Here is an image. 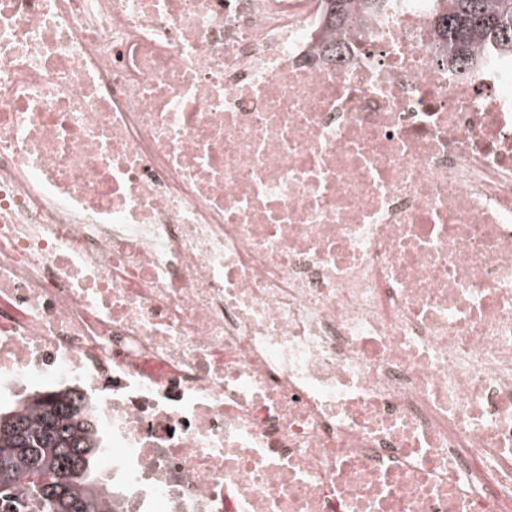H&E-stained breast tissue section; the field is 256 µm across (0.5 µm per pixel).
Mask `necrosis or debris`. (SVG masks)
<instances>
[{
  "label": "necrosis or debris",
  "instance_id": "necrosis-or-debris-1",
  "mask_svg": "<svg viewBox=\"0 0 512 512\" xmlns=\"http://www.w3.org/2000/svg\"><path fill=\"white\" fill-rule=\"evenodd\" d=\"M432 7L0 0V398L114 512H512V62ZM390 0H327L324 14L326 23L336 29H344L357 13L377 14L390 7ZM83 395L77 390L65 394H35L0 406L2 436L22 428L12 414L27 423L25 434L17 441H4L0 434V479L7 474L14 484L3 497H20L41 506L36 512H105L112 511V486L99 477L97 461L104 451L103 438L96 415L86 409ZM65 475L60 490H47L46 484ZM63 509L72 511H60ZM43 508L48 509L47 511Z\"/></svg>",
  "mask_w": 512,
  "mask_h": 512
}]
</instances>
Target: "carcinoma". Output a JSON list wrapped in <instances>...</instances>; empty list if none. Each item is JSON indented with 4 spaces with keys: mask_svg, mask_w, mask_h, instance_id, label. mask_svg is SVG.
<instances>
[{
    "mask_svg": "<svg viewBox=\"0 0 512 512\" xmlns=\"http://www.w3.org/2000/svg\"><path fill=\"white\" fill-rule=\"evenodd\" d=\"M390 0H325L326 23L346 28L357 13L377 14ZM435 31L448 42V55L439 65L464 69L484 48L488 58L512 56V0H437L432 14ZM27 423L16 441L0 444V475L14 481L7 496L29 499L39 512H102L112 506V486L99 477L97 461L104 451L96 415L85 408L77 390L64 394H35L16 405L0 408ZM65 475L60 490L47 483Z\"/></svg>",
    "mask_w": 512,
    "mask_h": 512,
    "instance_id": "cac0c4a2",
    "label": "carcinoma"
}]
</instances>
